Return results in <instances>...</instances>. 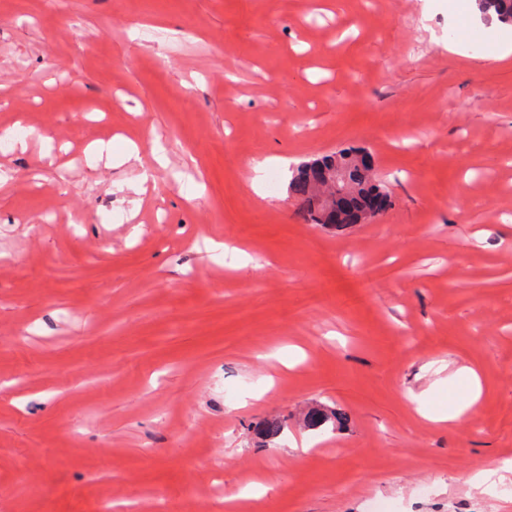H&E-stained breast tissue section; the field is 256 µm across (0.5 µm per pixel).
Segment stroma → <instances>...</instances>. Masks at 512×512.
Listing matches in <instances>:
<instances>
[{"label": "stroma", "mask_w": 512, "mask_h": 512, "mask_svg": "<svg viewBox=\"0 0 512 512\" xmlns=\"http://www.w3.org/2000/svg\"><path fill=\"white\" fill-rule=\"evenodd\" d=\"M486 52L445 0H0V512H224L255 482L247 512H512L462 480L512 458V57ZM129 139L168 165L89 149ZM343 148L392 205L307 223L289 175ZM463 366L478 403L423 419ZM457 376H464L468 380L469 392L467 396L451 412H428L424 408H418V412L422 417L436 422L455 421L462 417L471 405L479 399L482 385L478 373L470 367H462L453 374V377Z\"/></svg>", "instance_id": "stroma-1"}]
</instances>
